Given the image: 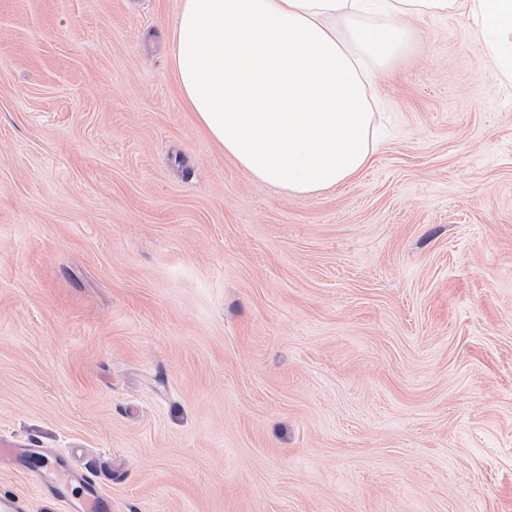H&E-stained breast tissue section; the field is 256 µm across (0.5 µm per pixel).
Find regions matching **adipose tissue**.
I'll return each mask as SVG.
<instances>
[{
    "label": "adipose tissue",
    "mask_w": 512,
    "mask_h": 512,
    "mask_svg": "<svg viewBox=\"0 0 512 512\" xmlns=\"http://www.w3.org/2000/svg\"><path fill=\"white\" fill-rule=\"evenodd\" d=\"M451 12L472 19L494 74L511 82L512 0H182L170 62L225 156L257 183L313 194L368 165L367 64L382 71L404 52L408 19Z\"/></svg>",
    "instance_id": "obj_1"
}]
</instances>
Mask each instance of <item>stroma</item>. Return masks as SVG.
I'll list each match as a JSON object with an SVG mask.
<instances>
[{
    "instance_id": "stroma-1",
    "label": "stroma",
    "mask_w": 512,
    "mask_h": 512,
    "mask_svg": "<svg viewBox=\"0 0 512 512\" xmlns=\"http://www.w3.org/2000/svg\"><path fill=\"white\" fill-rule=\"evenodd\" d=\"M180 3L0 0V499L512 512V82L411 22L366 169L285 193L186 112Z\"/></svg>"
}]
</instances>
